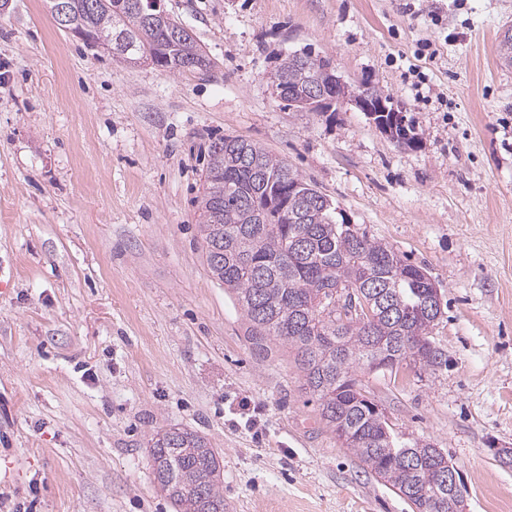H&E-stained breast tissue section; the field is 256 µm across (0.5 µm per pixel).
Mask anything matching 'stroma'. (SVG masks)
Wrapping results in <instances>:
<instances>
[{"label": "stroma", "instance_id": "1", "mask_svg": "<svg viewBox=\"0 0 512 512\" xmlns=\"http://www.w3.org/2000/svg\"><path fill=\"white\" fill-rule=\"evenodd\" d=\"M161 2L207 69L88 48L43 0L0 11V512H175L151 456L171 427L217 450L228 512H415L209 272L196 200L226 136L427 268L446 365L358 378L400 437L442 450L463 512H512V0ZM307 48L403 107L418 147L352 105L280 100L271 74Z\"/></svg>", "mask_w": 512, "mask_h": 512}]
</instances>
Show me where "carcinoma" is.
Segmentation results:
<instances>
[{"mask_svg": "<svg viewBox=\"0 0 512 512\" xmlns=\"http://www.w3.org/2000/svg\"><path fill=\"white\" fill-rule=\"evenodd\" d=\"M79 40L100 49L123 36L127 55L169 72L204 70L205 51L173 18L161 22L130 0H78ZM332 67L312 70L300 51L280 60L276 94L297 112L308 86ZM202 252L212 277L231 290L254 347L277 341L294 351L303 387L322 420L377 477L418 512H448L442 450L409 443L373 407L356 373L447 362L430 336L441 315L426 268L407 264L389 246L359 233L331 200L284 161L239 137L212 143L199 199ZM359 292L370 314L355 318L336 304V286ZM154 479L176 512H224L218 452L187 429L152 439Z\"/></svg>", "mask_w": 512, "mask_h": 512, "instance_id": "1", "label": "carcinoma"}]
</instances>
